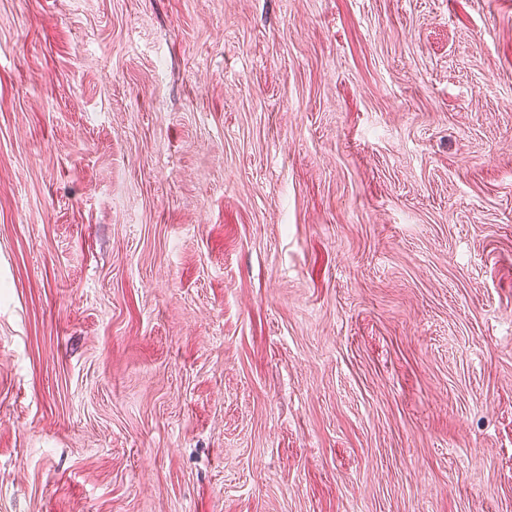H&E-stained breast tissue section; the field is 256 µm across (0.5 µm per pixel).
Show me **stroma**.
<instances>
[{
    "label": "stroma",
    "mask_w": 512,
    "mask_h": 512,
    "mask_svg": "<svg viewBox=\"0 0 512 512\" xmlns=\"http://www.w3.org/2000/svg\"><path fill=\"white\" fill-rule=\"evenodd\" d=\"M0 512H512V0H0Z\"/></svg>",
    "instance_id": "stroma-1"
}]
</instances>
